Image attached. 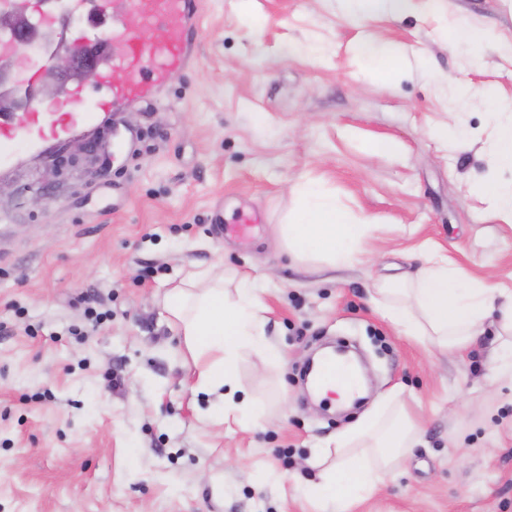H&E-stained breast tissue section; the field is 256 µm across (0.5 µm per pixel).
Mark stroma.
I'll return each mask as SVG.
<instances>
[{
    "label": "stroma",
    "instance_id": "obj_1",
    "mask_svg": "<svg viewBox=\"0 0 512 512\" xmlns=\"http://www.w3.org/2000/svg\"><path fill=\"white\" fill-rule=\"evenodd\" d=\"M467 28L483 44L447 42ZM372 48L395 66L377 72ZM467 86L475 96L457 101ZM500 106H512V0L356 16L342 0H199L185 67L127 106L124 129L103 116L0 167V512H315L313 448L393 392L421 444L349 512H512V384L488 385V342L448 356L371 302L379 281L415 273L425 241L512 289V226L484 189L512 178L490 147ZM454 125L456 143L434 139ZM84 134L97 151L53 167ZM378 140L391 150H370ZM33 181L39 206L17 193ZM305 181L378 223L362 263L294 264L282 251L276 227ZM219 205L225 223L251 210L261 221L225 239ZM198 269L273 278L266 335L283 359L238 363L260 418L199 416L212 400L193 392L162 303ZM334 339L365 357L360 407L316 402L301 380Z\"/></svg>",
    "mask_w": 512,
    "mask_h": 512
}]
</instances>
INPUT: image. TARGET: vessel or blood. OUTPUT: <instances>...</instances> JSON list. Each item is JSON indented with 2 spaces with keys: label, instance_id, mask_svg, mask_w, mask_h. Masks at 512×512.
I'll use <instances>...</instances> for the list:
<instances>
[{
  "label": "vessel or blood",
  "instance_id": "b4317fda",
  "mask_svg": "<svg viewBox=\"0 0 512 512\" xmlns=\"http://www.w3.org/2000/svg\"><path fill=\"white\" fill-rule=\"evenodd\" d=\"M142 27L159 32L157 40L142 42L136 29L120 16L111 19L108 38L111 55L103 76L104 93L89 112H28L0 114V165L10 161L14 146L25 142L36 146L49 131L94 121L99 114L118 113L127 105L146 99L181 71L195 34L197 0H128ZM350 377L336 359L325 360L318 384L325 387L349 382Z\"/></svg>",
  "mask_w": 512,
  "mask_h": 512
}]
</instances>
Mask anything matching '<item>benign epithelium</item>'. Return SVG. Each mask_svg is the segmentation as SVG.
Instances as JSON below:
<instances>
[{"label": "benign epithelium", "instance_id": "1", "mask_svg": "<svg viewBox=\"0 0 512 512\" xmlns=\"http://www.w3.org/2000/svg\"><path fill=\"white\" fill-rule=\"evenodd\" d=\"M46 2L26 0L0 10V114L30 112L37 102L66 101L73 94L71 86L98 79L101 66L107 63L109 44L95 32L102 23L101 15L88 14L87 23L94 29L85 41H70L66 25L59 30L51 26ZM44 46L50 47V65L37 85L31 86L16 72V59L40 53Z\"/></svg>", "mask_w": 512, "mask_h": 512}]
</instances>
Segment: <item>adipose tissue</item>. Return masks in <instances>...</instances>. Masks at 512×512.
Segmentation results:
<instances>
[{"instance_id": "1", "label": "adipose tissue", "mask_w": 512, "mask_h": 512, "mask_svg": "<svg viewBox=\"0 0 512 512\" xmlns=\"http://www.w3.org/2000/svg\"><path fill=\"white\" fill-rule=\"evenodd\" d=\"M377 227L355 221L316 185L301 186L300 199L278 240L291 260L318 258L328 265L356 263ZM424 260L406 279L386 280L374 303L401 333L454 354L493 332L490 351L493 378L512 382V290L500 288L492 275L463 276L438 249L423 246ZM261 282L240 278L226 288L222 275L208 270L189 273L163 297L172 329L182 338L184 362L192 364L196 391L215 396L203 419L222 424L264 412L254 400H235L237 366L244 352L261 361H279L265 339L266 306ZM418 427L395 407L386 418H370L338 436L333 445L314 449L310 463L318 480L309 497L318 512H347L356 499L376 490L400 466L419 441Z\"/></svg>"}]
</instances>
